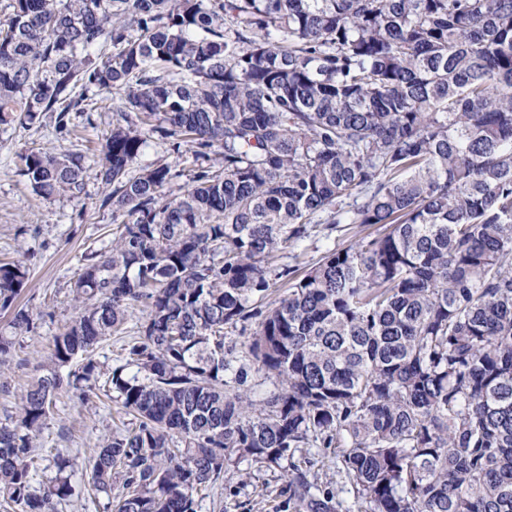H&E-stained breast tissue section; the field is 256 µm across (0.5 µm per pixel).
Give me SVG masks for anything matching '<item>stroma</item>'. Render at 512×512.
Instances as JSON below:
<instances>
[{
	"instance_id": "1",
	"label": "stroma",
	"mask_w": 512,
	"mask_h": 512,
	"mask_svg": "<svg viewBox=\"0 0 512 512\" xmlns=\"http://www.w3.org/2000/svg\"><path fill=\"white\" fill-rule=\"evenodd\" d=\"M115 106L111 93H101L95 112L77 118L75 134L65 138L57 135L49 121L29 128L16 121L0 125V260L26 259L28 283L18 302L44 314L37 331L24 340L10 364L0 367V417L12 409L20 389L42 375L41 353L77 313L72 287L83 257L87 251L109 246L113 229L111 211L98 207L102 186L95 176L87 177L80 197L45 199L19 174L15 161L26 149L53 144L73 151L97 148ZM128 426V416L98 389L88 390L83 398L60 396L38 445L68 448L77 457L71 482L78 497L62 512H100L87 497L88 462L100 437ZM314 470L322 488L334 493L336 512H353L351 487L339 472L333 452L319 456ZM284 485L280 469L242 464L240 473L224 485L221 507L223 512H289Z\"/></svg>"
}]
</instances>
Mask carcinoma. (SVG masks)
Instances as JSON below:
<instances>
[{
	"mask_svg": "<svg viewBox=\"0 0 512 512\" xmlns=\"http://www.w3.org/2000/svg\"><path fill=\"white\" fill-rule=\"evenodd\" d=\"M6 9L0 124L68 132L117 96L96 160L117 227L0 423V512L71 501L75 457L55 449L46 478L37 439L91 382L135 419L88 462L106 512H202L245 461L288 462L292 512H335L312 471L328 448L357 512H512V0ZM153 134L191 152L190 183L162 159L133 171ZM17 158L39 196L83 193L85 153ZM320 224L370 233L301 275L273 265ZM27 281L25 260L0 263V365L42 319L15 305ZM131 319L102 369L97 345ZM251 370L273 386L258 401Z\"/></svg>",
	"mask_w": 512,
	"mask_h": 512,
	"instance_id": "carcinoma-1",
	"label": "carcinoma"
}]
</instances>
